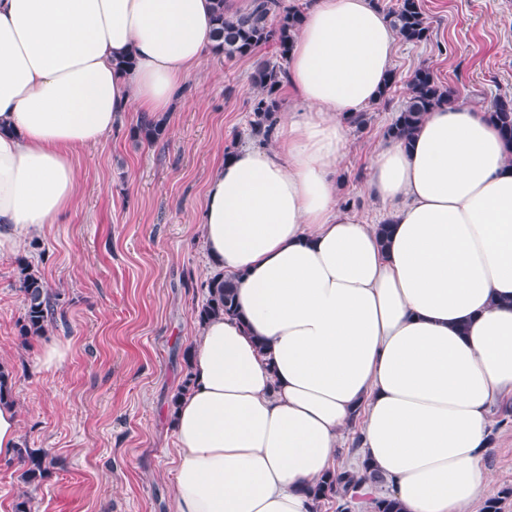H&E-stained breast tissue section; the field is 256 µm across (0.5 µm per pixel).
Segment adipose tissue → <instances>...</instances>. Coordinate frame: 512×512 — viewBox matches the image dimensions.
Wrapping results in <instances>:
<instances>
[{"label": "adipose tissue", "instance_id": "obj_1", "mask_svg": "<svg viewBox=\"0 0 512 512\" xmlns=\"http://www.w3.org/2000/svg\"><path fill=\"white\" fill-rule=\"evenodd\" d=\"M212 9L0 0V254L68 212L75 153L121 113L173 111ZM396 42L375 0H313L274 147H237L207 186L202 246L238 314L200 325L169 412L174 512H312L305 488L357 421L403 512H472L484 494L491 409L512 400V149L485 112L446 105L376 152L387 241L340 206L348 119L378 102Z\"/></svg>", "mask_w": 512, "mask_h": 512}]
</instances>
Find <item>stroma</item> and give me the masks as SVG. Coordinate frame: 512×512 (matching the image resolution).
I'll use <instances>...</instances> for the list:
<instances>
[{"label": "stroma", "mask_w": 512, "mask_h": 512, "mask_svg": "<svg viewBox=\"0 0 512 512\" xmlns=\"http://www.w3.org/2000/svg\"><path fill=\"white\" fill-rule=\"evenodd\" d=\"M431 36L398 42L386 101L349 127L336 170L340 202L374 214L364 193L384 130L408 97L414 71L430 66L460 104L487 108L512 96V0H419ZM208 54L189 76L165 139L134 144L139 115L122 113L99 143L79 151L73 209L43 236L0 254V362L12 373L20 439L58 463L24 489L19 458L0 459V512L27 493L31 512H173L168 412L190 371L202 281L211 271L200 243L199 209L227 147L250 138L251 75L275 61ZM27 260L56 296L52 324L24 337L18 264ZM68 343L55 371L38 370L43 344ZM494 446L483 467L486 497L512 486V416L491 411Z\"/></svg>", "instance_id": "stroma-1"}]
</instances>
